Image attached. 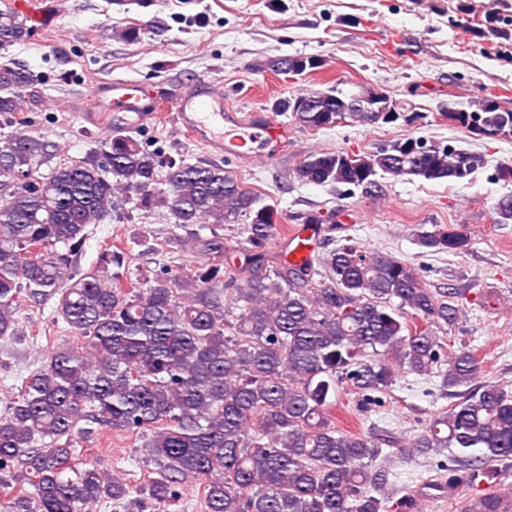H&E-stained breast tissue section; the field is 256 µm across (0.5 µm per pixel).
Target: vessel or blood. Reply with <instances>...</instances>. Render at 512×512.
I'll return each instance as SVG.
<instances>
[{
  "label": "vessel or blood",
  "mask_w": 512,
  "mask_h": 512,
  "mask_svg": "<svg viewBox=\"0 0 512 512\" xmlns=\"http://www.w3.org/2000/svg\"><path fill=\"white\" fill-rule=\"evenodd\" d=\"M11 9L32 21L33 31L51 26L57 19L54 0H11ZM79 124L86 129H109L133 133L153 122L158 98L135 78L98 80L90 83L74 106ZM173 118L208 154L251 163L262 155L274 160L288 150V128L269 112H237L226 108L224 94L209 79H199L179 88L172 100ZM289 258H310L311 238L306 230L292 231Z\"/></svg>",
  "instance_id": "vessel-or-blood-1"
}]
</instances>
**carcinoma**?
<instances>
[{"instance_id": "obj_1", "label": "carcinoma", "mask_w": 512, "mask_h": 512, "mask_svg": "<svg viewBox=\"0 0 512 512\" xmlns=\"http://www.w3.org/2000/svg\"><path fill=\"white\" fill-rule=\"evenodd\" d=\"M28 36L26 20L0 12V48ZM308 68L307 56L268 62L288 75ZM36 82L30 71L0 64V116L21 111ZM300 99L311 105L291 119L304 129L388 123L357 94L329 89ZM487 103L471 101L448 120L470 134L477 124L485 139L512 137V112ZM409 142L352 157L312 153L296 177L334 188L404 176L459 182L485 165L461 148L432 142L411 152ZM52 148L23 131L0 137V181L21 177L0 193V340L20 338L23 295L55 300L53 319L86 342L52 351L0 411V512H88L102 500L168 512L189 482L200 485L207 512H409V498L393 500V472L376 439L329 419L340 392L353 391L367 412L404 374L466 387L412 441L396 442L402 457H441L436 467L447 468L448 482L430 488L471 486L512 459V390L471 386L476 356L448 352L438 336L460 309L411 264L383 251L367 255L346 236L321 255L318 274L309 261L266 251L278 232L276 206L218 164L163 161L115 136L100 154L43 173ZM123 201L164 208L178 226L241 221L250 253L233 270L204 263L127 290L112 271L126 265L124 253H101L93 269L78 264L88 227ZM468 244L446 224L418 235L428 252L462 253ZM93 424L143 440L156 477L139 497L78 458ZM466 512H502V496L483 495Z\"/></svg>"}]
</instances>
